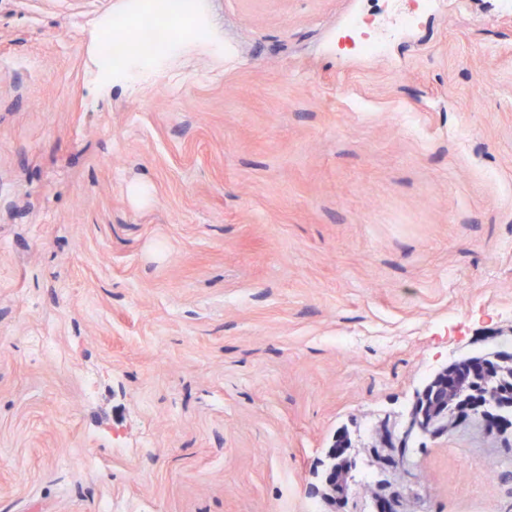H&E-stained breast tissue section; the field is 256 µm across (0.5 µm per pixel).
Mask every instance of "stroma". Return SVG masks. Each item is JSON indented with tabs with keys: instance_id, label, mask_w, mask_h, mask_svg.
<instances>
[{
	"instance_id": "35a3bbf8",
	"label": "stroma",
	"mask_w": 512,
	"mask_h": 512,
	"mask_svg": "<svg viewBox=\"0 0 512 512\" xmlns=\"http://www.w3.org/2000/svg\"><path fill=\"white\" fill-rule=\"evenodd\" d=\"M125 2L0 0V512H337L339 440L344 512H512V428L369 449L512 353V6L203 0L223 57L115 85ZM344 39L366 56L379 55L384 49L383 41L376 34H372L368 22L361 16L352 20Z\"/></svg>"
}]
</instances>
